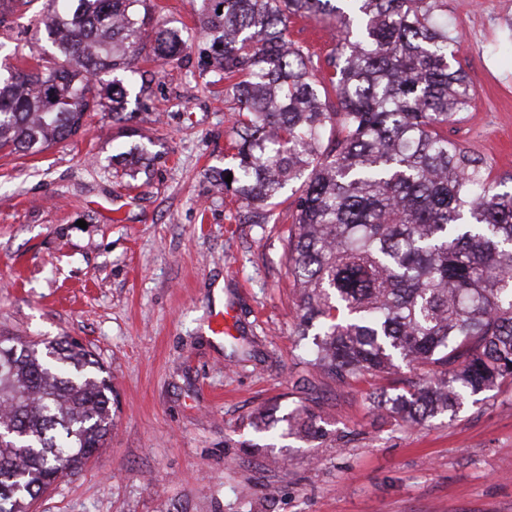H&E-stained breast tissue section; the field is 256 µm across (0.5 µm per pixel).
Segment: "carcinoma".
Segmentation results:
<instances>
[{
  "label": "carcinoma",
  "instance_id": "cac0c4a2",
  "mask_svg": "<svg viewBox=\"0 0 512 512\" xmlns=\"http://www.w3.org/2000/svg\"><path fill=\"white\" fill-rule=\"evenodd\" d=\"M32 0H0L12 29ZM193 28L152 24L150 0H48L29 23L57 57L0 72V150L35 156L122 119L143 40L226 81L230 166L215 180L265 224L292 191L291 273L308 363L346 383L386 381L369 405L408 425L454 415L512 384V190L448 139L469 110L453 65L448 0H201ZM294 17L339 30L315 67L289 38ZM122 72L107 86L99 76ZM232 181H225L227 175ZM416 379L391 378L400 367ZM83 344L0 339V512H29L58 478L87 465L112 430V384ZM309 442L327 432L294 408L252 422Z\"/></svg>",
  "mask_w": 512,
  "mask_h": 512
}]
</instances>
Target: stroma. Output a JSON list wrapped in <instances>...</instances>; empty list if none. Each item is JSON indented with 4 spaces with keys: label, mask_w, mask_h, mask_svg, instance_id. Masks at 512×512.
Here are the masks:
<instances>
[{
    "label": "stroma",
    "mask_w": 512,
    "mask_h": 512,
    "mask_svg": "<svg viewBox=\"0 0 512 512\" xmlns=\"http://www.w3.org/2000/svg\"><path fill=\"white\" fill-rule=\"evenodd\" d=\"M512 0H448L471 80L449 136L512 175ZM323 65L336 41L291 21ZM130 118L97 112L85 134L23 157L0 151V336L78 340L112 383L114 426L78 473L31 512H512V387L455 417L396 424L305 362L288 262V203L239 221L217 185L231 152L230 102L190 54L165 63ZM128 153L115 165L116 150ZM231 310L227 334L215 313ZM305 406L326 440L245 452L258 410Z\"/></svg>",
    "instance_id": "obj_1"
}]
</instances>
